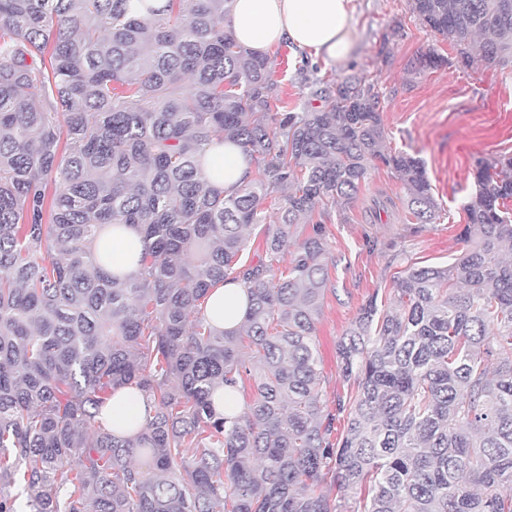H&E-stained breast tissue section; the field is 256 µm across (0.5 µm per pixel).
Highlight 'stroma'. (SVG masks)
<instances>
[{
    "instance_id": "obj_1",
    "label": "stroma",
    "mask_w": 512,
    "mask_h": 512,
    "mask_svg": "<svg viewBox=\"0 0 512 512\" xmlns=\"http://www.w3.org/2000/svg\"><path fill=\"white\" fill-rule=\"evenodd\" d=\"M354 51L342 63H302L288 42L268 53L287 110H301L305 79L330 81L364 74L378 83L386 145L423 163L440 217L413 223L394 170H368L352 206L330 212V290L316 324L321 385L327 399L347 392L336 345L372 294L388 297L409 264L445 266L460 254L464 201L474 190L477 161L512 153V66L462 67L447 40L424 27L409 0H352ZM440 66L412 71L428 50Z\"/></svg>"
}]
</instances>
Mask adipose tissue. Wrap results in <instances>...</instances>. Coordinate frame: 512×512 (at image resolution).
I'll return each instance as SVG.
<instances>
[{
    "mask_svg": "<svg viewBox=\"0 0 512 512\" xmlns=\"http://www.w3.org/2000/svg\"><path fill=\"white\" fill-rule=\"evenodd\" d=\"M352 0H231L227 24L235 38L251 51L264 54L281 41H288L302 53L325 61L344 62L353 52L351 38ZM203 170L209 184L224 193H232L245 178L249 165L242 148L227 144L207 147ZM141 248L138 231L122 225L111 238L96 240L95 251H109V270L127 276L136 269ZM243 288L234 283L211 289L204 316L220 329L237 327L248 311ZM145 398L129 388L117 390L112 398V431L131 435L132 423H144Z\"/></svg>",
    "mask_w": 512,
    "mask_h": 512,
    "instance_id": "1",
    "label": "adipose tissue"
}]
</instances>
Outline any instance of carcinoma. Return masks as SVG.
I'll list each match as a JSON object with an SVG mask.
<instances>
[{
	"instance_id": "carcinoma-1",
	"label": "carcinoma",
	"mask_w": 512,
	"mask_h": 512,
	"mask_svg": "<svg viewBox=\"0 0 512 512\" xmlns=\"http://www.w3.org/2000/svg\"><path fill=\"white\" fill-rule=\"evenodd\" d=\"M138 3L0 0V512L18 481L29 512H342L327 482L350 512H512V155L476 165L460 256L361 306L331 407L328 241L295 229L350 206L376 162L431 224L424 166L386 151L368 76L308 80L281 112L268 58L224 28L229 0ZM411 8L463 67L512 61V0ZM226 141L258 169L230 195L201 163ZM118 224L142 238L124 278L92 249ZM256 228L266 259L246 264ZM219 283L250 300L232 330L202 315ZM228 385L231 420L213 403ZM121 388L150 406L133 437L102 419ZM214 405L218 412L233 417L241 411L242 398L237 390L224 387L214 396Z\"/></svg>"
}]
</instances>
